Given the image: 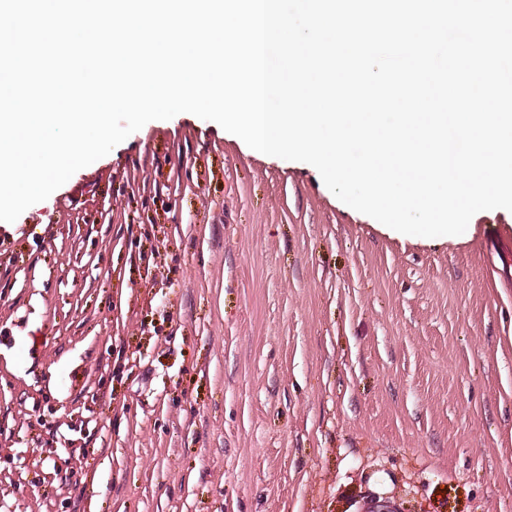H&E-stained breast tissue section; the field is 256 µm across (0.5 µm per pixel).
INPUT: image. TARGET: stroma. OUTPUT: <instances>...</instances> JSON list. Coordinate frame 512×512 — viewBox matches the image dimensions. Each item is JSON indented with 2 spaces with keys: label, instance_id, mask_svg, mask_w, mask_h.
I'll list each match as a JSON object with an SVG mask.
<instances>
[{
  "label": "stroma",
  "instance_id": "stroma-1",
  "mask_svg": "<svg viewBox=\"0 0 512 512\" xmlns=\"http://www.w3.org/2000/svg\"><path fill=\"white\" fill-rule=\"evenodd\" d=\"M510 233L148 122L0 221V512H512Z\"/></svg>",
  "mask_w": 512,
  "mask_h": 512
}]
</instances>
